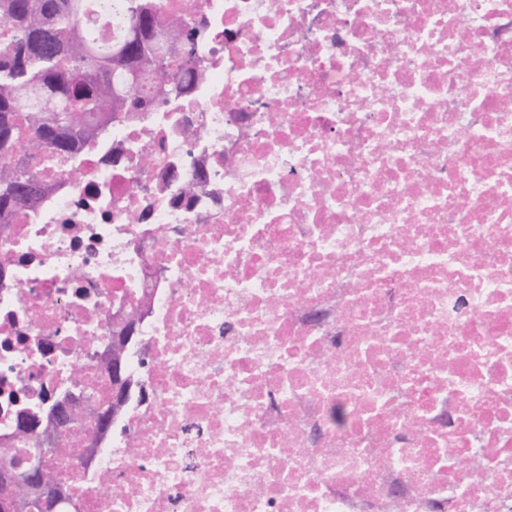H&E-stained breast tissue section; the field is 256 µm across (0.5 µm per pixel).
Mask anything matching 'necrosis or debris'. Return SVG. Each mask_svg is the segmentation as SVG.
Segmentation results:
<instances>
[{"instance_id":"4bbe7bcc","label":"necrosis or debris","mask_w":512,"mask_h":512,"mask_svg":"<svg viewBox=\"0 0 512 512\" xmlns=\"http://www.w3.org/2000/svg\"><path fill=\"white\" fill-rule=\"evenodd\" d=\"M161 4L202 22V82L144 80L0 217V453L68 512H512V0ZM135 308L146 396L95 454L85 419L18 439L111 399Z\"/></svg>"}]
</instances>
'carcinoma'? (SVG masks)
I'll return each instance as SVG.
<instances>
[{
	"label": "carcinoma",
	"instance_id": "cac0c4a2",
	"mask_svg": "<svg viewBox=\"0 0 512 512\" xmlns=\"http://www.w3.org/2000/svg\"><path fill=\"white\" fill-rule=\"evenodd\" d=\"M160 0H125L127 34L106 50L89 39V0H0V213L35 207L48 189L31 168L50 152L65 157L96 141V116L140 112L136 79L162 64L157 31L181 43L186 59L198 51L200 26L160 20ZM167 94L184 96L199 80L195 67H168ZM25 149L24 160L13 162Z\"/></svg>",
	"mask_w": 512,
	"mask_h": 512
}]
</instances>
